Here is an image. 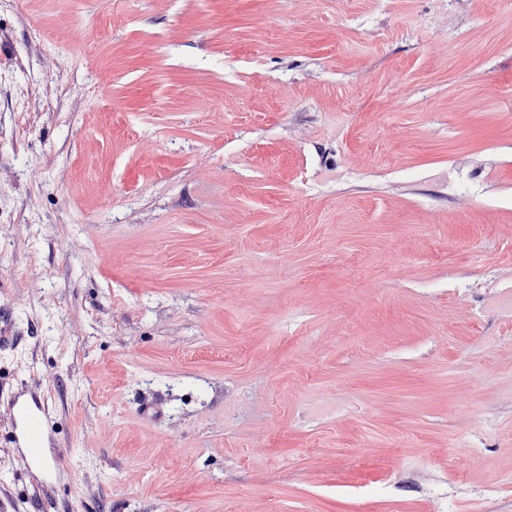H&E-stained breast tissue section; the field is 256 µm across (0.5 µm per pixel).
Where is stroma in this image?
I'll return each instance as SVG.
<instances>
[{
  "instance_id": "obj_1",
  "label": "stroma",
  "mask_w": 512,
  "mask_h": 512,
  "mask_svg": "<svg viewBox=\"0 0 512 512\" xmlns=\"http://www.w3.org/2000/svg\"><path fill=\"white\" fill-rule=\"evenodd\" d=\"M0 512H512V0H0ZM43 404L37 394L20 393L12 402V434L18 448H30L32 463L37 468H46V460L39 453L40 448H46L50 437L41 427Z\"/></svg>"
}]
</instances>
